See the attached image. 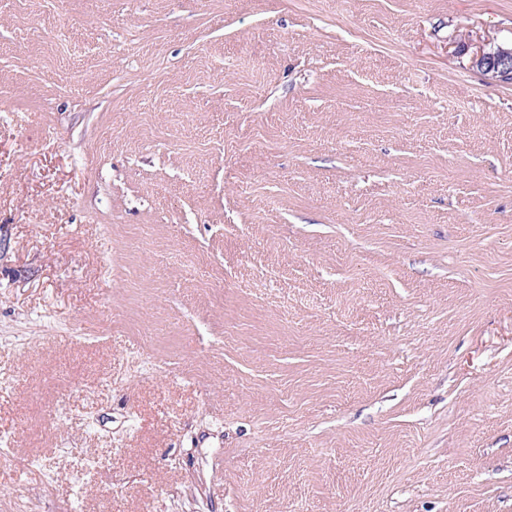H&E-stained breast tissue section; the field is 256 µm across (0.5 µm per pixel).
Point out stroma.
<instances>
[{
    "mask_svg": "<svg viewBox=\"0 0 512 512\" xmlns=\"http://www.w3.org/2000/svg\"><path fill=\"white\" fill-rule=\"evenodd\" d=\"M511 44L512 0H0V512H512ZM472 63L486 73L512 76V48L498 46L488 51L479 50L473 56Z\"/></svg>",
    "mask_w": 512,
    "mask_h": 512,
    "instance_id": "stroma-1",
    "label": "stroma"
}]
</instances>
